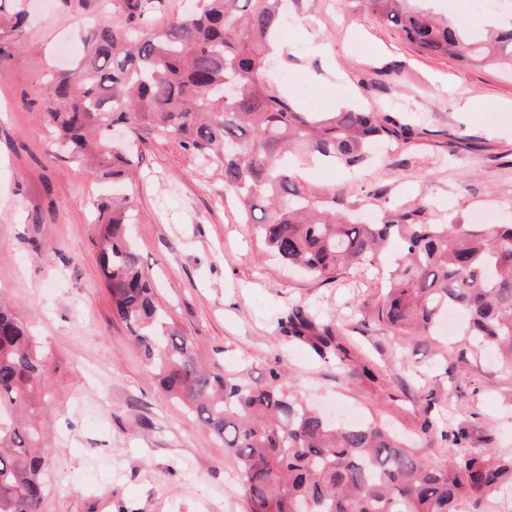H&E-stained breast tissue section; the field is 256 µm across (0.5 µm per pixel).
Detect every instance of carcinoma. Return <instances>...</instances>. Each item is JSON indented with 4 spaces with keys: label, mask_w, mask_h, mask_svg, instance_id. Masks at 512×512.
Masks as SVG:
<instances>
[{
    "label": "carcinoma",
    "mask_w": 512,
    "mask_h": 512,
    "mask_svg": "<svg viewBox=\"0 0 512 512\" xmlns=\"http://www.w3.org/2000/svg\"><path fill=\"white\" fill-rule=\"evenodd\" d=\"M154 0H112L123 27L81 36L76 68L48 80L44 122L69 158L91 161L95 175L126 187L98 205V259L112 311L139 346L162 391L196 414L237 460L248 512H462L512 489V455L467 447L452 433L449 461L414 454L377 423L339 426L285 389L281 372L245 385L205 370L192 340L176 330L129 240L134 223L131 176L140 157L111 140L121 125L152 124L221 167L244 220L261 212L265 249L292 269L332 281L371 266L389 242L403 256L389 274L377 320L393 336H430L448 308L467 315L466 349L496 351L512 373V224L427 223L424 204L356 220L302 183L300 170L327 161L364 165L374 146L424 134L397 112L345 108L315 112L285 95L273 45L283 0H197L158 30L144 26ZM419 51L471 65L512 70V32L485 37L440 21L412 0H364ZM26 13L22 0H0V57L10 55ZM239 93L224 97V86ZM289 341L339 370L356 362L343 326L302 309L279 321ZM46 360L26 327L0 304V512H40L44 458L32 414L45 390Z\"/></svg>",
    "instance_id": "obj_1"
}]
</instances>
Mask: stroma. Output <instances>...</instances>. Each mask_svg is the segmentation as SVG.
I'll use <instances>...</instances> for the list:
<instances>
[{
	"label": "stroma",
	"mask_w": 512,
	"mask_h": 512,
	"mask_svg": "<svg viewBox=\"0 0 512 512\" xmlns=\"http://www.w3.org/2000/svg\"><path fill=\"white\" fill-rule=\"evenodd\" d=\"M281 38L287 71L315 93L341 86L343 103L401 112L425 130L378 150L353 174L314 164L303 180L339 209L398 210L419 200L428 220L477 213L512 219V75L494 66L428 55L363 0H288ZM123 25L99 0L86 6L35 0L14 54L0 59V296L47 356L49 377L35 421L47 445L41 512H245L235 457L194 414L168 398L112 317L101 278L91 171L68 159L41 121L49 70L82 51L86 19ZM142 157L131 237L142 268L176 329L201 361L265 384L288 368L287 389L328 417L384 422L415 454L451 459L448 432L476 451L512 453V374L491 358L449 368L440 350L455 336L398 341L375 317L383 282L374 268L324 281L288 272L260 242L224 174L199 164L177 138L148 125L133 131ZM41 223H34L35 214ZM303 307L349 326L359 364L379 383L337 374L289 342L278 318Z\"/></svg>",
	"instance_id": "obj_1"
}]
</instances>
